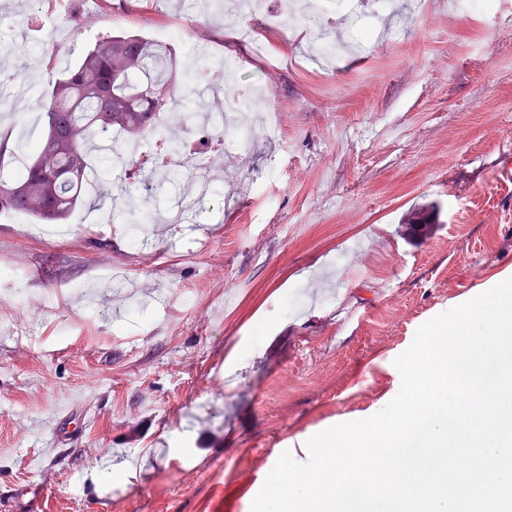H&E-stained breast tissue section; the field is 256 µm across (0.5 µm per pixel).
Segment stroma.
Listing matches in <instances>:
<instances>
[{
	"label": "stroma",
	"mask_w": 512,
	"mask_h": 512,
	"mask_svg": "<svg viewBox=\"0 0 512 512\" xmlns=\"http://www.w3.org/2000/svg\"><path fill=\"white\" fill-rule=\"evenodd\" d=\"M200 2L80 0L67 62L107 34L206 42L281 136L232 155L218 219L144 218V250L135 197L66 239L0 221V512H250L282 452L388 404L422 324L512 278V0H389L402 38L326 69L275 23L288 0H254L265 56ZM54 27L0 68L58 76Z\"/></svg>",
	"instance_id": "1"
}]
</instances>
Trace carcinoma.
<instances>
[{"mask_svg":"<svg viewBox=\"0 0 512 512\" xmlns=\"http://www.w3.org/2000/svg\"><path fill=\"white\" fill-rule=\"evenodd\" d=\"M172 55L137 34L107 35L79 62L55 78L43 104L47 132L32 148L20 142L12 158L25 154L23 169L0 177V211L26 214L44 224L60 223L83 202L92 166L88 146H97L120 131L130 138L155 131L157 111L178 100L191 104L196 89L169 88ZM101 184L90 205L112 197V188L139 190L136 175L114 186L109 171L99 169Z\"/></svg>","mask_w":512,"mask_h":512,"instance_id":"carcinoma-1","label":"carcinoma"}]
</instances>
